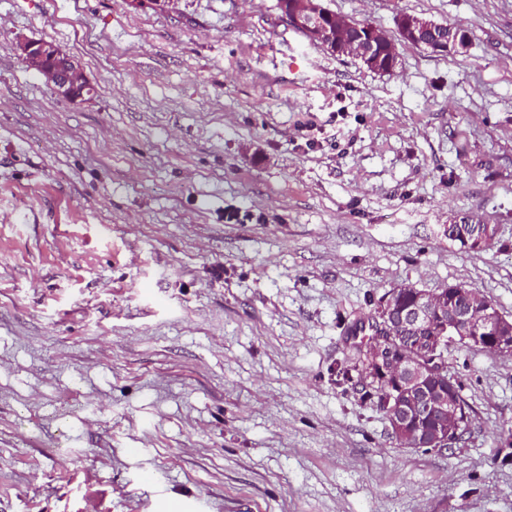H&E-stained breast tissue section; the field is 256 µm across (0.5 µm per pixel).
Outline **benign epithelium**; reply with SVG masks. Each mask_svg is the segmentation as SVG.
Instances as JSON below:
<instances>
[{"instance_id": "1", "label": "benign epithelium", "mask_w": 512, "mask_h": 512, "mask_svg": "<svg viewBox=\"0 0 512 512\" xmlns=\"http://www.w3.org/2000/svg\"><path fill=\"white\" fill-rule=\"evenodd\" d=\"M288 25L337 56H350L378 74H390L398 62L393 38L383 29L337 15L323 0H291ZM400 40L445 55L467 44L454 24L403 13L397 18ZM24 65L61 97L85 100L93 92L79 62L59 46L31 39L12 45ZM448 235L480 244L490 225L466 219L448 225ZM395 288L378 299L372 314L350 332L362 337L359 385L381 397L392 437L405 448L444 451L456 447L463 423L454 377L448 374V346L468 343L500 354L512 353V317L491 302L454 284L437 292L414 289L406 308L395 309Z\"/></svg>"}]
</instances>
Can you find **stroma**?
Masks as SVG:
<instances>
[{"mask_svg":"<svg viewBox=\"0 0 512 512\" xmlns=\"http://www.w3.org/2000/svg\"><path fill=\"white\" fill-rule=\"evenodd\" d=\"M324 4L468 44L380 75L276 0H0V512H512V354L449 346L472 423L442 453L333 376L399 285L512 315V0ZM397 31L400 40L421 46L437 55L448 54L467 44L465 31L457 25L439 24L408 13L397 18ZM24 65L37 73L61 97L85 100L94 90L79 62L59 46L31 39H19L12 45ZM491 224L466 219L464 221L455 222L448 225V236L464 242L480 244L488 240L491 236ZM462 245L465 243L460 241Z\"/></svg>","mask_w":512,"mask_h":512,"instance_id":"obj_1","label":"stroma"}]
</instances>
